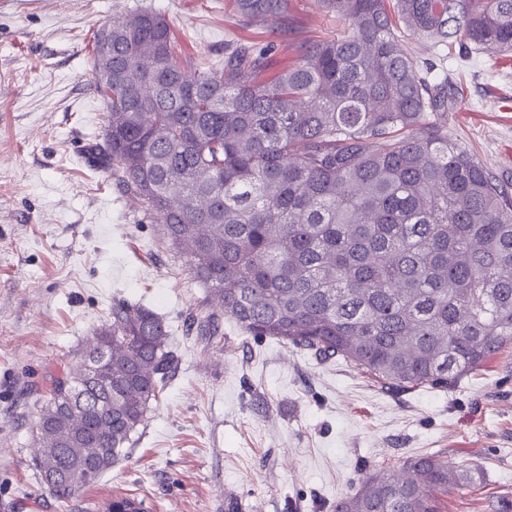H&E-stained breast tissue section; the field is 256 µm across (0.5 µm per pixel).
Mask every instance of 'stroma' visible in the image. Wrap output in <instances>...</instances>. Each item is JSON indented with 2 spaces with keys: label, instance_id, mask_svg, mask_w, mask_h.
<instances>
[{
  "label": "stroma",
  "instance_id": "obj_1",
  "mask_svg": "<svg viewBox=\"0 0 512 512\" xmlns=\"http://www.w3.org/2000/svg\"><path fill=\"white\" fill-rule=\"evenodd\" d=\"M137 7L200 69L228 46L267 48L268 78L348 28L322 0L275 22L242 20L231 0H0V512H97L125 495L146 512H334L366 472L430 454L482 477L440 512H512L511 346L448 388L386 391L229 318L212 343L188 331L217 299L87 160L106 114L86 35ZM447 68L465 94L437 123L512 191V52ZM119 299L164 319L175 368L128 457L62 501L36 468L37 421Z\"/></svg>",
  "mask_w": 512,
  "mask_h": 512
}]
</instances>
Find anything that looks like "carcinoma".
<instances>
[{
    "mask_svg": "<svg viewBox=\"0 0 512 512\" xmlns=\"http://www.w3.org/2000/svg\"><path fill=\"white\" fill-rule=\"evenodd\" d=\"M273 22L292 0H234ZM347 34L305 46L270 80L266 50L240 45L190 74L169 24L137 8L93 32L106 112L100 167L186 251L221 316L385 390L446 388L512 344V196L448 126L455 94L410 47L445 59L512 51V0H322ZM151 309L112 303L110 322L56 381L37 422L36 467L67 500L119 463L174 370ZM365 475L335 512H438L479 472L433 456ZM142 502L121 497L103 512Z\"/></svg>",
    "mask_w": 512,
    "mask_h": 512,
    "instance_id": "obj_1",
    "label": "carcinoma"
}]
</instances>
